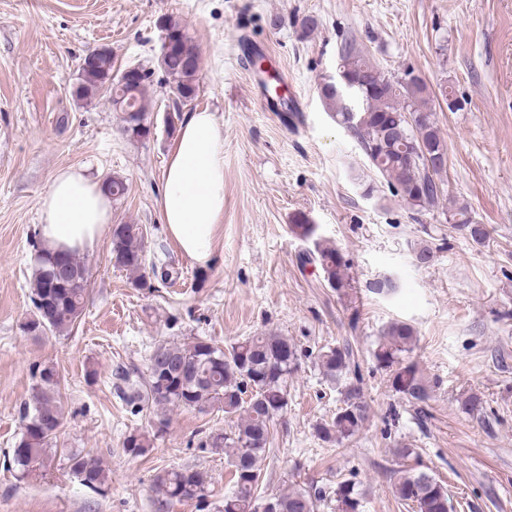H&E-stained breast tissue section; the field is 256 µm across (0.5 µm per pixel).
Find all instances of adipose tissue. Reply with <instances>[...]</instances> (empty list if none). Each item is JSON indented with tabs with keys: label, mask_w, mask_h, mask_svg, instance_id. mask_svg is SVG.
Wrapping results in <instances>:
<instances>
[{
	"label": "adipose tissue",
	"mask_w": 512,
	"mask_h": 512,
	"mask_svg": "<svg viewBox=\"0 0 512 512\" xmlns=\"http://www.w3.org/2000/svg\"><path fill=\"white\" fill-rule=\"evenodd\" d=\"M159 209L182 254L207 263L224 217V129L216 113L187 114L162 172ZM41 236L53 249L93 248L112 221V203L82 170L57 171L38 201Z\"/></svg>",
	"instance_id": "1"
}]
</instances>
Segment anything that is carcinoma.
I'll list each match as a JSON object with an SVG mask.
<instances>
[{
  "label": "carcinoma",
  "instance_id": "carcinoma-1",
  "mask_svg": "<svg viewBox=\"0 0 512 512\" xmlns=\"http://www.w3.org/2000/svg\"><path fill=\"white\" fill-rule=\"evenodd\" d=\"M170 47L159 65L172 79L176 108L167 114L168 135L173 136L181 113L177 104L193 100L198 91L200 56L196 46L179 23L169 20L164 26ZM340 72L348 86L354 118L347 116L345 104L336 92L320 88L322 98L332 105L336 121L345 125L357 138L372 168L394 187L397 195L411 210L436 206L444 196L442 170L429 169L425 160L413 152L424 141L441 149L446 142L424 110L426 86L420 78L407 74L393 80L374 65L352 44L342 48ZM126 74L113 76L109 50L83 61L80 78L73 94L89 99L103 88H115L112 105L123 113L124 131L132 138L150 134L145 122L144 95L149 73L141 67H127ZM448 223L472 241L483 244L489 237L485 225L473 221L464 206L448 208ZM291 232L304 240L315 235V227L306 216L297 215ZM144 234L138 224L112 225V265L136 275L139 288H153L143 271ZM304 264H314L330 287L341 290L350 286L347 264L339 250L324 241L315 242L313 251L301 256ZM87 270L78 254L40 248L32 283L31 301L35 312L22 326L25 333L42 336L63 333L83 313L86 299ZM415 331L407 323L395 321L383 332L374 358L379 367L390 372L393 390L408 400L429 399L431 385L418 365L406 361L403 354L412 350ZM169 365L164 370L148 359L146 391L119 374L125 386L123 400L140 409L147 400L156 406L195 408L216 405L234 424L222 433L206 437L201 447L225 456L234 480L232 492L224 495L222 512H257L263 498L258 494L261 482L260 461L269 452L270 429L275 418L288 407V375L296 368V350L288 338L275 334L248 336L228 346L203 338L189 342L160 344ZM323 378L338 385L344 393V406L329 421L317 425L319 437L339 443L352 437L366 419V407L358 387L348 382L350 350L336 346L320 355ZM60 376L55 366L45 365L33 388L31 401L24 404L21 416L25 431L13 449L12 463L20 478L37 475L45 467L50 442L62 426ZM149 436L134 432L123 441L127 454L139 457L150 452ZM66 465L92 491H99L107 481L101 463L79 449L66 450ZM158 509H168L175 502H198L206 498L207 475L194 468H170L157 472L152 480ZM396 491L412 512H452L448 490L431 473L413 466L403 470ZM336 512H361L362 504L354 485L340 482L336 486ZM275 512H316L317 497L305 489L271 496Z\"/></svg>",
  "mask_w": 512,
  "mask_h": 512
}]
</instances>
